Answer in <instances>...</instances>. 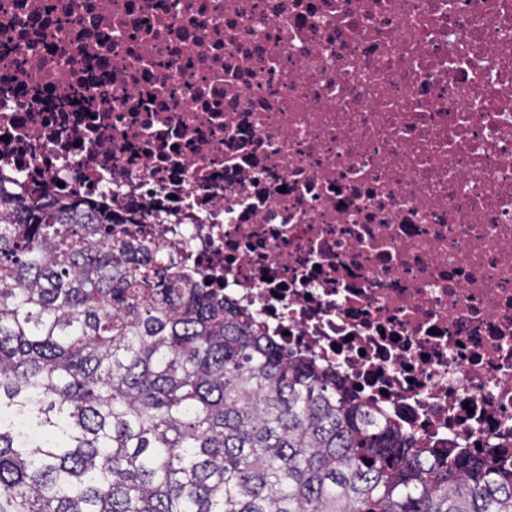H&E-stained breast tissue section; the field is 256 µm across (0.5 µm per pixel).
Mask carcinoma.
<instances>
[{"label": "carcinoma", "mask_w": 512, "mask_h": 512, "mask_svg": "<svg viewBox=\"0 0 512 512\" xmlns=\"http://www.w3.org/2000/svg\"><path fill=\"white\" fill-rule=\"evenodd\" d=\"M0 512H512L112 217L0 194Z\"/></svg>", "instance_id": "1"}]
</instances>
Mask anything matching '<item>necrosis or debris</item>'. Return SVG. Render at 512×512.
Wrapping results in <instances>:
<instances>
[{
  "mask_svg": "<svg viewBox=\"0 0 512 512\" xmlns=\"http://www.w3.org/2000/svg\"><path fill=\"white\" fill-rule=\"evenodd\" d=\"M0 188L114 225L429 448L512 467V0H0Z\"/></svg>",
  "mask_w": 512,
  "mask_h": 512,
  "instance_id": "necrosis-or-debris-1",
  "label": "necrosis or debris"
}]
</instances>
